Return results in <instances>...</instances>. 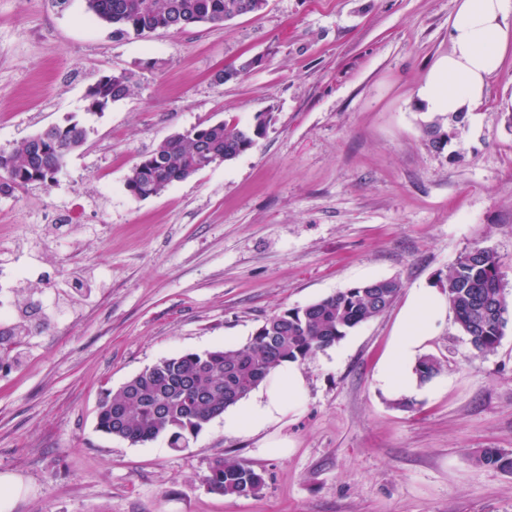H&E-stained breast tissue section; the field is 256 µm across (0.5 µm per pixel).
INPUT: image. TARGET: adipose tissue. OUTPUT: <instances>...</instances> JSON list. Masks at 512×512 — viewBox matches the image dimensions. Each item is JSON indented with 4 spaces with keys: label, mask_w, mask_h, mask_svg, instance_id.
I'll return each mask as SVG.
<instances>
[{
    "label": "adipose tissue",
    "mask_w": 512,
    "mask_h": 512,
    "mask_svg": "<svg viewBox=\"0 0 512 512\" xmlns=\"http://www.w3.org/2000/svg\"><path fill=\"white\" fill-rule=\"evenodd\" d=\"M450 50L420 90L430 110L470 113L481 102L488 81L512 48V0H461L450 27ZM448 299L436 288H415L407 297L389 345L376 366L375 390L394 401L421 399L441 381H420L415 367L443 326ZM306 394L301 365L285 363L271 371L249 396L225 412L224 427L256 435L279 423Z\"/></svg>",
    "instance_id": "adipose-tissue-1"
}]
</instances>
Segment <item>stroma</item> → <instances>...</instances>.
Segmentation results:
<instances>
[{
  "label": "stroma",
  "mask_w": 512,
  "mask_h": 512,
  "mask_svg": "<svg viewBox=\"0 0 512 512\" xmlns=\"http://www.w3.org/2000/svg\"><path fill=\"white\" fill-rule=\"evenodd\" d=\"M459 0H268L257 15L113 38L85 0H0V150L77 121L85 144L50 188L0 195V249L53 283L90 286L59 329L31 336L0 373V512H512V320L476 353L454 316L431 341L447 391L410 402L372 386L404 303L465 250L499 260L512 303V51L476 111L434 119L419 94L447 58ZM248 58L257 67L213 76ZM131 94L87 110L100 76ZM272 120L253 148L161 194L125 179L170 135L202 123ZM80 230L50 237L57 214ZM396 278L403 295L303 363L302 406L265 434L213 419L187 448L130 444L97 428L105 396L164 356L245 344L264 319L349 286ZM285 437L288 456L263 452ZM219 457L263 473L255 496L212 493ZM479 464L512 472V454L498 448H484L476 456Z\"/></svg>",
  "instance_id": "35a3bbf8"
}]
</instances>
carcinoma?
I'll return each instance as SVG.
<instances>
[{"label": "carcinoma", "instance_id": "1", "mask_svg": "<svg viewBox=\"0 0 512 512\" xmlns=\"http://www.w3.org/2000/svg\"><path fill=\"white\" fill-rule=\"evenodd\" d=\"M87 10L112 35L147 37L180 31L200 23L221 24L263 11L267 0H86ZM258 63L245 59L215 74L222 84ZM134 74L122 71L100 76L87 90L88 111L102 112L126 99ZM271 121L267 115L241 125L234 120L198 125L165 139L129 171L126 187L138 199L156 196L221 161L250 150ZM430 144L441 150L448 132L440 119L425 125ZM77 122L52 126L0 152V194L32 185L49 187L66 157L86 141ZM445 293L460 330L480 353L494 351L504 336L508 306L495 253L472 247L462 253L445 278ZM402 288L396 278L355 284L302 308L277 312L264 320L248 342L234 348L163 357L109 394L97 413V428L131 444L168 438L185 448L215 417L255 390L284 362L302 363L343 339L349 331L386 311ZM428 381L439 372L436 359L423 356L416 368ZM478 463L512 472V454L484 448ZM206 482L211 492L228 497L259 494L263 473L217 458Z\"/></svg>", "mask_w": 512, "mask_h": 512}]
</instances>
